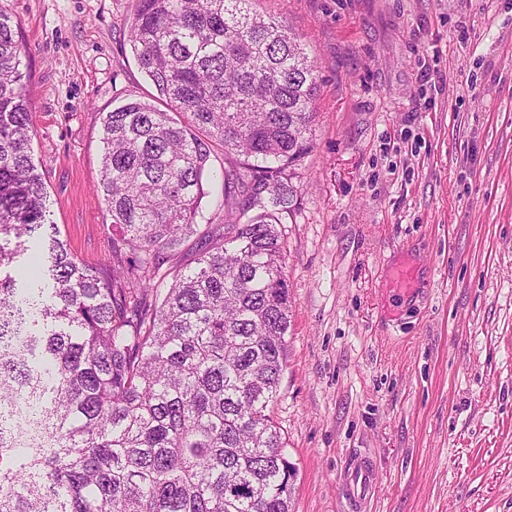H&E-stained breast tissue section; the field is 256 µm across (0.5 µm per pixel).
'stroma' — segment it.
Wrapping results in <instances>:
<instances>
[{"label":"stroma","mask_w":512,"mask_h":512,"mask_svg":"<svg viewBox=\"0 0 512 512\" xmlns=\"http://www.w3.org/2000/svg\"><path fill=\"white\" fill-rule=\"evenodd\" d=\"M137 0H0L26 44L49 223L104 256L100 113L150 97ZM318 67L281 214L290 301L272 416L296 512H512V0H260ZM415 270L413 297L390 272ZM352 512H364L365 503L372 493V474L365 465L354 467L348 475Z\"/></svg>","instance_id":"obj_1"}]
</instances>
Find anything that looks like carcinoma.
<instances>
[{"mask_svg":"<svg viewBox=\"0 0 512 512\" xmlns=\"http://www.w3.org/2000/svg\"><path fill=\"white\" fill-rule=\"evenodd\" d=\"M254 2L138 0L129 42L165 108L101 115L96 265L46 218L29 51L0 7V408L28 400L50 434L33 447L21 420L0 425V512H295L268 413L290 324L277 224L320 84ZM216 146L224 230L182 267Z\"/></svg>","mask_w":512,"mask_h":512,"instance_id":"cac0c4a2","label":"carcinoma"}]
</instances>
